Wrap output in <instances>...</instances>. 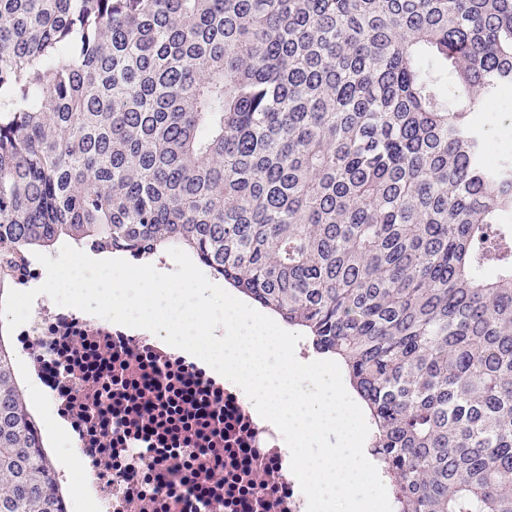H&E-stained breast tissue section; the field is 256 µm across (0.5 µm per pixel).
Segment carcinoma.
Listing matches in <instances>:
<instances>
[{
    "instance_id": "1",
    "label": "carcinoma",
    "mask_w": 512,
    "mask_h": 512,
    "mask_svg": "<svg viewBox=\"0 0 512 512\" xmlns=\"http://www.w3.org/2000/svg\"><path fill=\"white\" fill-rule=\"evenodd\" d=\"M512 0H0V299L180 248L334 358L393 512H512ZM0 333V512H62ZM488 137L501 148L498 158L504 151H512V99L508 111L497 112L496 125L486 130V139Z\"/></svg>"
}]
</instances>
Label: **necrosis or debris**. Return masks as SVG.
Listing matches in <instances>:
<instances>
[{
    "instance_id": "necrosis-or-debris-1",
    "label": "necrosis or debris",
    "mask_w": 512,
    "mask_h": 512,
    "mask_svg": "<svg viewBox=\"0 0 512 512\" xmlns=\"http://www.w3.org/2000/svg\"><path fill=\"white\" fill-rule=\"evenodd\" d=\"M13 344L88 473L66 512H307L276 427L159 336L41 295Z\"/></svg>"
}]
</instances>
